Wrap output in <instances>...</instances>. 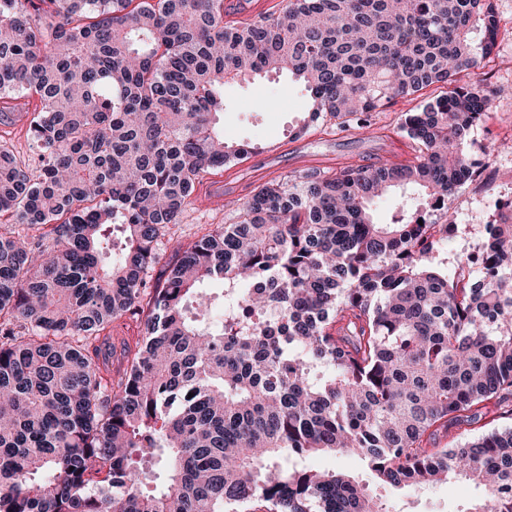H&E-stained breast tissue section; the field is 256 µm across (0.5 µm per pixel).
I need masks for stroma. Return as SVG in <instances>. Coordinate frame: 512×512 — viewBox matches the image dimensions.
Returning <instances> with one entry per match:
<instances>
[{
  "label": "stroma",
  "mask_w": 512,
  "mask_h": 512,
  "mask_svg": "<svg viewBox=\"0 0 512 512\" xmlns=\"http://www.w3.org/2000/svg\"><path fill=\"white\" fill-rule=\"evenodd\" d=\"M499 32L496 47L488 57L481 77L506 87L507 95L497 98L484 118L472 129V159L475 176L449 197L446 206L430 211L436 223L452 220L460 234L472 236L476 225L490 223L492 207L482 198L512 194V0H495ZM437 87L405 97L380 108L372 115L371 132L342 128L330 122L312 124L300 138L292 128L309 107L302 85L288 74L261 75L247 81L226 83L224 111L219 122L225 136L237 142H250L259 150L250 159L224 167L204 178L191 197L181 223L170 225L158 240L159 263H166L174 240H190L208 224L228 222L254 188L298 170L323 175L356 165H371L388 159L396 163L412 160L409 141L397 133L400 116L419 109L438 95ZM0 145L19 164H34L36 157L21 113L0 114ZM225 185L223 199H214L210 186ZM480 488L471 481L451 479L425 487L384 492L389 512H466L481 498Z\"/></svg>",
  "instance_id": "obj_1"
}]
</instances>
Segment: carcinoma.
<instances>
[{"label": "carcinoma", "instance_id": "carcinoma-1", "mask_svg": "<svg viewBox=\"0 0 512 512\" xmlns=\"http://www.w3.org/2000/svg\"><path fill=\"white\" fill-rule=\"evenodd\" d=\"M497 32L493 0H286L236 25L224 0H0V108L38 101L39 160L0 148V512H387L303 465L321 453L382 487L462 476L466 512H512V214L473 269L451 225L372 210L471 180ZM284 71L309 94L296 137L444 91L403 114L414 162L262 184L148 285L203 177L253 152L218 126L224 82ZM126 315L144 334L118 350ZM310 468L343 471L362 483L372 485L373 479L366 462L356 454L333 455L316 454L308 457L304 463Z\"/></svg>", "mask_w": 512, "mask_h": 512}]
</instances>
